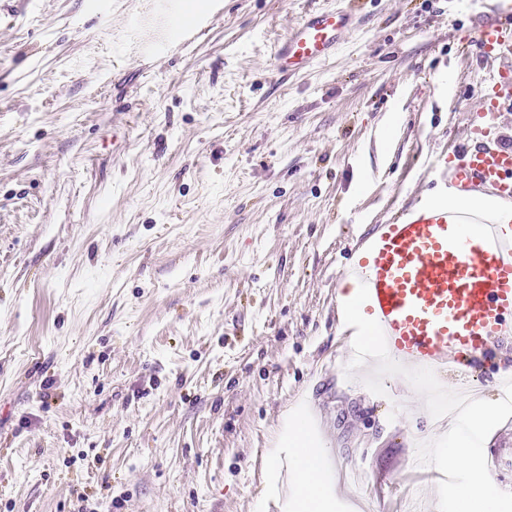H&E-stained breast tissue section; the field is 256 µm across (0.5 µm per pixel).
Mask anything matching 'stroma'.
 <instances>
[{
    "label": "stroma",
    "instance_id": "obj_1",
    "mask_svg": "<svg viewBox=\"0 0 512 512\" xmlns=\"http://www.w3.org/2000/svg\"><path fill=\"white\" fill-rule=\"evenodd\" d=\"M333 0H0V512H286L306 398L331 512H437L434 419L346 378L362 237L442 191L512 0H351L328 61L277 45Z\"/></svg>",
    "mask_w": 512,
    "mask_h": 512
}]
</instances>
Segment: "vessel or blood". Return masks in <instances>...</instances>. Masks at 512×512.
<instances>
[{
	"label": "vessel or blood",
	"mask_w": 512,
	"mask_h": 512,
	"mask_svg": "<svg viewBox=\"0 0 512 512\" xmlns=\"http://www.w3.org/2000/svg\"><path fill=\"white\" fill-rule=\"evenodd\" d=\"M357 24L346 6L309 12L275 52L280 73L331 58ZM480 47L499 70L479 117L497 129L501 112L512 109V17L491 20ZM442 178L463 193L483 189L512 200V139L457 145ZM361 248L367 257L346 278L367 285L364 308L381 325L393 360L440 373L482 367L512 347V237L495 221L466 204L422 202L376 225Z\"/></svg>",
	"instance_id": "b4317fda"
}]
</instances>
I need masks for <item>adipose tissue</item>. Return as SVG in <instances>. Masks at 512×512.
<instances>
[{
    "instance_id": "ef3b65f1",
    "label": "adipose tissue",
    "mask_w": 512,
    "mask_h": 512,
    "mask_svg": "<svg viewBox=\"0 0 512 512\" xmlns=\"http://www.w3.org/2000/svg\"><path fill=\"white\" fill-rule=\"evenodd\" d=\"M289 446L297 460L305 467L299 471L303 492L296 503L298 512H328L334 490V476L321 462L327 450L307 428L293 426L289 429Z\"/></svg>"
}]
</instances>
